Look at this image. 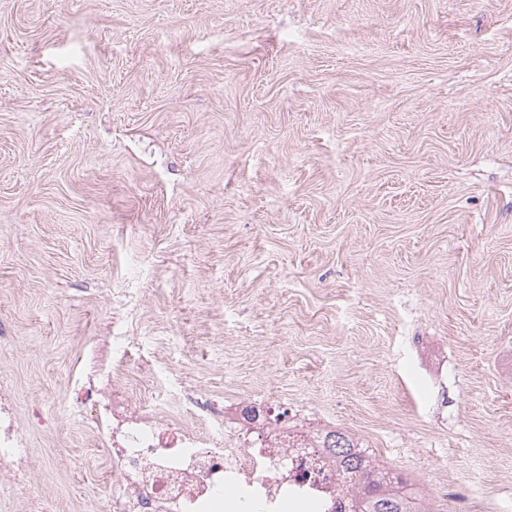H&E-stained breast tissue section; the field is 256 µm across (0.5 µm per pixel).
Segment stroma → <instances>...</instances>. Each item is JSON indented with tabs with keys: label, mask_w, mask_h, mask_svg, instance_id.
I'll list each match as a JSON object with an SVG mask.
<instances>
[{
	"label": "stroma",
	"mask_w": 512,
	"mask_h": 512,
	"mask_svg": "<svg viewBox=\"0 0 512 512\" xmlns=\"http://www.w3.org/2000/svg\"><path fill=\"white\" fill-rule=\"evenodd\" d=\"M116 322L139 387L512 512V0H0V512H107L70 387ZM12 383L0 375V477L3 481L23 482L30 474V461L22 451L23 432L17 423Z\"/></svg>",
	"instance_id": "stroma-1"
}]
</instances>
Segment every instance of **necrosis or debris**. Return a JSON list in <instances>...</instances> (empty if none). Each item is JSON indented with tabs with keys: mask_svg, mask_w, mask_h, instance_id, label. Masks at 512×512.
I'll return each mask as SVG.
<instances>
[{
	"mask_svg": "<svg viewBox=\"0 0 512 512\" xmlns=\"http://www.w3.org/2000/svg\"><path fill=\"white\" fill-rule=\"evenodd\" d=\"M126 337L87 345L73 381L76 402L90 405L98 440L110 447L112 512H210L234 485L248 512H282L302 498L324 512H356L349 476L325 444L326 429L296 414L276 417L257 407L243 414L217 400H193L190 420L177 422L162 405L138 396L121 367ZM12 383L0 375V479L23 482V452Z\"/></svg>",
	"mask_w": 512,
	"mask_h": 512,
	"instance_id": "necrosis-or-debris-1",
	"label": "necrosis or debris"
}]
</instances>
